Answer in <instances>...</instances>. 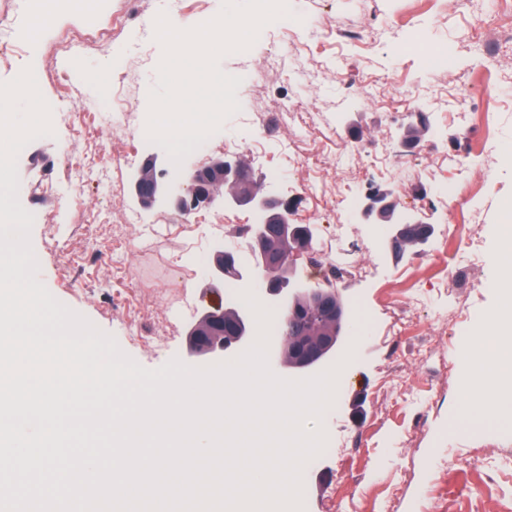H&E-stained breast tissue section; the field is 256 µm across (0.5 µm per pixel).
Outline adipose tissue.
Here are the masks:
<instances>
[{"mask_svg":"<svg viewBox=\"0 0 512 512\" xmlns=\"http://www.w3.org/2000/svg\"><path fill=\"white\" fill-rule=\"evenodd\" d=\"M467 399L486 404L503 402L502 390L512 386V310H499L473 337L467 353Z\"/></svg>","mask_w":512,"mask_h":512,"instance_id":"ef3b65f1","label":"adipose tissue"}]
</instances>
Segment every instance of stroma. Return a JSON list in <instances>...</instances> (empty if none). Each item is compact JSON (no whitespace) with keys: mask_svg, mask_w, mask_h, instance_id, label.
<instances>
[{"mask_svg":"<svg viewBox=\"0 0 512 512\" xmlns=\"http://www.w3.org/2000/svg\"><path fill=\"white\" fill-rule=\"evenodd\" d=\"M302 25L224 56L227 74L249 71L238 113L186 165L219 157L249 164L268 195L290 201L313 231L314 255L342 269L335 285L370 334L355 347L323 424L336 453L304 473L305 512H512V412L469 418L461 399L467 340L512 304L500 287L499 226L512 207V7L493 0H290ZM53 22L32 42L56 107L54 136L17 157L18 198L37 204L30 241L38 279L59 302L111 334L147 369L192 364L187 336L204 309V262L236 244L250 210L178 216L142 207L132 177L155 144L138 137L162 47L154 20L188 29L222 0H142L125 28L95 47L76 42L108 26L121 0H12L18 37L43 7ZM359 30L364 43L339 41ZM134 102L126 128L72 137L69 112L100 122L107 87ZM254 150H247V143ZM83 160L80 168L64 158ZM459 194L436 197L443 184ZM389 192L398 212L433 225L424 251L395 254L364 209ZM139 221L128 224L126 213ZM316 422H307L316 430Z\"/></svg>","mask_w":512,"mask_h":512,"instance_id":"stroma-1","label":"stroma"}]
</instances>
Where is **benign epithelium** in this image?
<instances>
[{
    "instance_id": "benign-epithelium-1",
    "label": "benign epithelium",
    "mask_w": 512,
    "mask_h": 512,
    "mask_svg": "<svg viewBox=\"0 0 512 512\" xmlns=\"http://www.w3.org/2000/svg\"><path fill=\"white\" fill-rule=\"evenodd\" d=\"M133 192L147 208L165 202L185 213L214 206L249 209L255 222L249 225L245 249L216 243L211 267L206 270L209 284L224 285L226 268L232 267V281L243 290L250 289L264 308L280 316V338L269 346L271 368L307 378L336 365L351 311L334 288H315L284 278L285 270L304 252L296 243L293 209L285 201L262 194L242 162L218 158L204 166L186 167L172 180L166 178L159 155L151 153L134 175ZM389 233L393 247L422 248L429 244L433 229L412 219L391 223ZM255 335V320L247 306L205 310L190 330L188 347L196 364L207 366L219 362L226 350L244 351Z\"/></svg>"
}]
</instances>
